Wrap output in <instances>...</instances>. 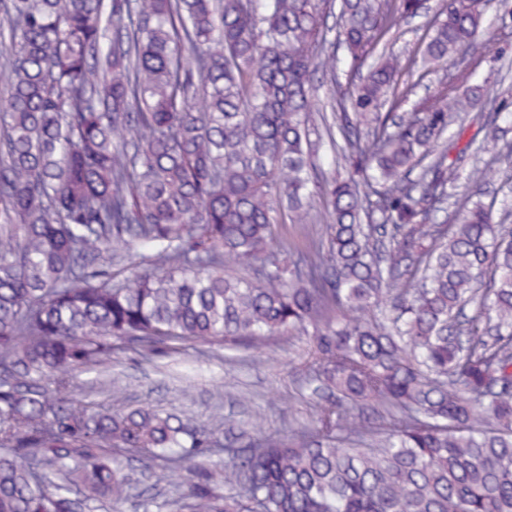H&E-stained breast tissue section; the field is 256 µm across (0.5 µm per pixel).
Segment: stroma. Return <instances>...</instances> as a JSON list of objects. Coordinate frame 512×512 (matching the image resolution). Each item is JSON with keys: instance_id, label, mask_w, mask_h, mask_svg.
Masks as SVG:
<instances>
[{"instance_id": "obj_1", "label": "stroma", "mask_w": 512, "mask_h": 512, "mask_svg": "<svg viewBox=\"0 0 512 512\" xmlns=\"http://www.w3.org/2000/svg\"><path fill=\"white\" fill-rule=\"evenodd\" d=\"M510 11L512 0H492L488 8L475 58L490 94L466 117L468 132H476L492 113L512 112V28L500 21ZM307 345L304 336L285 337L263 351L228 352L197 344L150 361L126 352L110 365L80 375L75 394L116 411L148 403L188 416L220 439L231 432H252L257 425L288 437L313 428L323 405L302 385L300 368ZM113 379L126 385L127 393L109 392ZM127 475L132 495L113 504L112 512H142V494L152 486L170 502L163 512H176L171 502L178 496L177 477L158 484L137 466Z\"/></svg>"}]
</instances>
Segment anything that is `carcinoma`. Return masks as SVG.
I'll return each instance as SVG.
<instances>
[{
    "label": "carcinoma",
    "mask_w": 512,
    "mask_h": 512,
    "mask_svg": "<svg viewBox=\"0 0 512 512\" xmlns=\"http://www.w3.org/2000/svg\"><path fill=\"white\" fill-rule=\"evenodd\" d=\"M423 8L0 0V512H106L129 495L130 448L161 466L157 485L187 472L178 512H512V225L480 199L448 213L466 151L512 149V113L462 149L444 139L487 92L472 64L485 6L440 0L420 58L376 57ZM450 61L395 112L404 72ZM318 74L351 167L319 185ZM468 180L482 194L486 168ZM285 215L323 221L310 249L282 242ZM308 331L325 405L307 437L221 443L67 393L124 350Z\"/></svg>",
    "instance_id": "1"
}]
</instances>
